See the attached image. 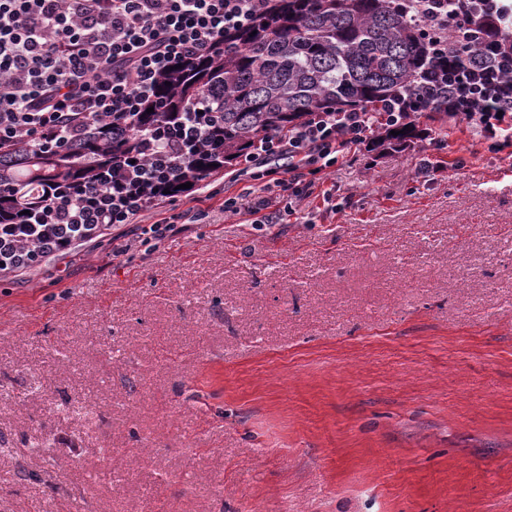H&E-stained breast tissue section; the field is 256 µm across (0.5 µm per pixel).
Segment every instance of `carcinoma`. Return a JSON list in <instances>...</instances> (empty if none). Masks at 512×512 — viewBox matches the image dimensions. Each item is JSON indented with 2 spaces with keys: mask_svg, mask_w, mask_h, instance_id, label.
I'll use <instances>...</instances> for the list:
<instances>
[{
  "mask_svg": "<svg viewBox=\"0 0 512 512\" xmlns=\"http://www.w3.org/2000/svg\"><path fill=\"white\" fill-rule=\"evenodd\" d=\"M424 28L408 0H275L269 12L224 31L204 57L164 75L157 88L163 111L139 113L138 134L96 122L73 148L21 145L0 152V183L30 190L23 198L0 191V220L37 202L48 185L81 191L95 185L96 167L142 160L149 154L145 138L159 127L180 126L201 101L195 116L203 136L187 147L178 177L139 191L144 201L181 195L178 185L220 173L259 138L311 112L373 109L402 95L412 118L395 128L399 135L384 128L372 141L383 150L402 149L414 137L416 118L448 116V51Z\"/></svg>",
  "mask_w": 512,
  "mask_h": 512,
  "instance_id": "cac0c4a2",
  "label": "carcinoma"
}]
</instances>
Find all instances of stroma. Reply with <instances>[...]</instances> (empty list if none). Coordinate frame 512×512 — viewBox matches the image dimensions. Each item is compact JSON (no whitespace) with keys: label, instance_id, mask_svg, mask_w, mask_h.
I'll use <instances>...</instances> for the list:
<instances>
[{"label":"stroma","instance_id":"stroma-1","mask_svg":"<svg viewBox=\"0 0 512 512\" xmlns=\"http://www.w3.org/2000/svg\"><path fill=\"white\" fill-rule=\"evenodd\" d=\"M443 131L0 276V512H512V157ZM166 213H159L162 216ZM209 216V208L192 207L178 214L170 216H162L149 228L144 229L146 233H150L155 239H162L168 235H175L179 232L177 224H193L196 221H202ZM190 221V222H180Z\"/></svg>","mask_w":512,"mask_h":512}]
</instances>
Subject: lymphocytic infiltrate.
<instances>
[{"mask_svg":"<svg viewBox=\"0 0 512 512\" xmlns=\"http://www.w3.org/2000/svg\"><path fill=\"white\" fill-rule=\"evenodd\" d=\"M431 39L492 47L489 64L448 68V115L465 121L470 135L503 150L512 147V49L463 26L479 8L512 34V0H414ZM270 0H0V150L25 144L60 148L74 144L92 122L133 131L135 116L156 97L159 77L201 56L225 30L267 11ZM401 103L380 111L359 108L314 112L287 130L259 139L245 157L256 223H279L263 195L277 186L294 197L312 196L318 175L360 150L382 127L406 122ZM278 157L287 178L260 183L259 167ZM154 160L105 170L93 190L75 197L55 186L39 206L0 223V265L22 257L31 240L46 253L60 252L87 225L133 223L142 210L139 188L156 181Z\"/></svg>","mask_w":512,"mask_h":512,"instance_id":"f902f5d3","label":"lymphocytic infiltrate"}]
</instances>
